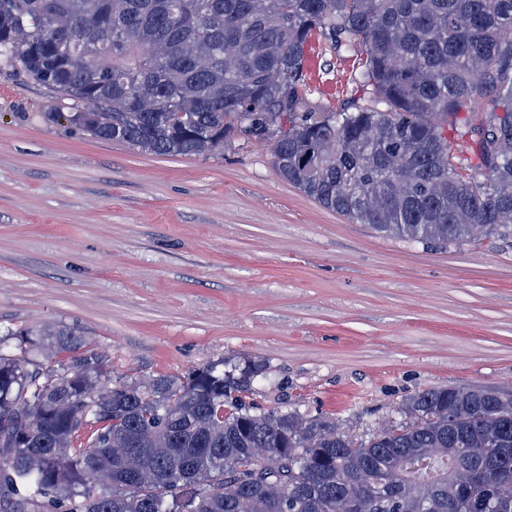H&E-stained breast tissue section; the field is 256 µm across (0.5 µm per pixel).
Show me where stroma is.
<instances>
[{
    "mask_svg": "<svg viewBox=\"0 0 512 512\" xmlns=\"http://www.w3.org/2000/svg\"><path fill=\"white\" fill-rule=\"evenodd\" d=\"M305 74L336 111L370 95L357 54L321 40ZM68 110L0 57V334L73 329L112 383L262 364L250 403L359 440L425 389L512 391L511 241L389 237L301 193L266 145L155 156Z\"/></svg>",
    "mask_w": 512,
    "mask_h": 512,
    "instance_id": "35a3bbf8",
    "label": "stroma"
}]
</instances>
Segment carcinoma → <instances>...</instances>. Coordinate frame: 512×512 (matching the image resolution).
<instances>
[{
  "label": "carcinoma",
  "mask_w": 512,
  "mask_h": 512,
  "mask_svg": "<svg viewBox=\"0 0 512 512\" xmlns=\"http://www.w3.org/2000/svg\"><path fill=\"white\" fill-rule=\"evenodd\" d=\"M320 39L360 54L369 99L310 103ZM1 50L96 138L168 157L268 143L284 180L353 224L512 240V0H0ZM463 112L470 159L445 137ZM17 335L18 355L0 336L11 512H512V391L426 389L358 442L245 405L258 367L112 386L76 331Z\"/></svg>",
  "instance_id": "cac0c4a2"
}]
</instances>
